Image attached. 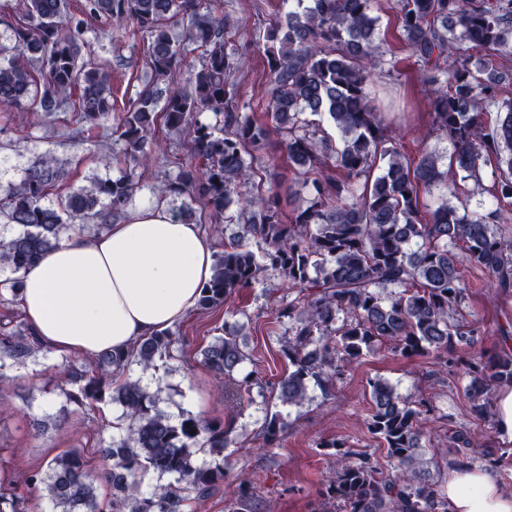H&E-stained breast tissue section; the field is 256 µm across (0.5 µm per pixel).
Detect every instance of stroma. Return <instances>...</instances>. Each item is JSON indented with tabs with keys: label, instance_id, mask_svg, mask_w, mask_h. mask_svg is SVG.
<instances>
[{
	"label": "stroma",
	"instance_id": "35a3bbf8",
	"mask_svg": "<svg viewBox=\"0 0 512 512\" xmlns=\"http://www.w3.org/2000/svg\"><path fill=\"white\" fill-rule=\"evenodd\" d=\"M373 13L379 18L384 68L374 88L378 102L388 120L406 131L408 154L418 156L424 146L449 159L450 142L429 132L425 92L416 78L414 60L403 47L393 0H376ZM88 27L90 56L111 65L115 106L123 108L150 79L143 45L103 37L104 24L99 20L89 21ZM254 39L250 31L237 39L244 57L237 77L238 101L242 113L262 122L266 116L255 105L268 90L267 63ZM422 133L428 136L423 144L417 141ZM150 148L134 198L138 206L156 200L158 187L172 173L173 156L186 154L187 138L161 126L151 133ZM106 153L111 156L107 164L101 160ZM45 154L62 165L70 190L92 187L96 180L119 176L125 168L113 125L87 134L80 132L68 112H0V158L8 161L0 170L1 185L18 183L26 168ZM479 174L476 181L449 175V182L456 185L454 196L436 190L422 201L432 208L445 202L472 213L493 211L496 202L490 188L500 175L498 161L482 162ZM461 270L468 289L460 312L464 321L478 322L482 331L472 357L486 359L512 348V288L488 287L481 271L471 265H462ZM295 296L276 272H267L254 288L233 295L224 307L192 311L175 325L178 342L169 357L156 360L154 369L145 371L132 364L125 370L126 378L140 381L172 419L188 413L232 427V442L224 450V482L208 497L193 501L194 512H227L243 479L253 487L256 512H311L331 475L333 458L328 444L339 438L387 466L386 449L365 425L369 383L375 379L387 381L409 401L430 406L433 434L423 450L425 457L435 456L438 448L447 445L449 432L459 428L467 429L483 450L512 453V441L498 434L494 419L471 415L467 377L452 372L431 354L402 357L390 341L362 356L330 392L312 384L303 405L282 403L277 383L288 372L284 349L290 333L287 324L277 320L276 310ZM237 322L247 326L241 341L250 359L242 371L249 374L252 386L249 392L233 397L230 383L209 370L201 352L221 335L224 325ZM64 363L85 370L90 361L46 346L16 360L0 344V484L10 485L33 469L46 470L52 458L73 448L83 453L91 474L99 475V448L124 435V427L118 424L119 405L105 400L80 408L66 401L55 386L57 368ZM269 414L278 415L285 424L272 444L263 434L264 418Z\"/></svg>",
	"mask_w": 512,
	"mask_h": 512
}]
</instances>
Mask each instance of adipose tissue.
<instances>
[{"instance_id":"1","label":"adipose tissue","mask_w":512,"mask_h":512,"mask_svg":"<svg viewBox=\"0 0 512 512\" xmlns=\"http://www.w3.org/2000/svg\"><path fill=\"white\" fill-rule=\"evenodd\" d=\"M212 253L199 225L147 204L96 237L66 236L26 274L19 305L57 352L123 351L186 317L213 275ZM444 493L448 512H512V491L476 466L451 470Z\"/></svg>"}]
</instances>
